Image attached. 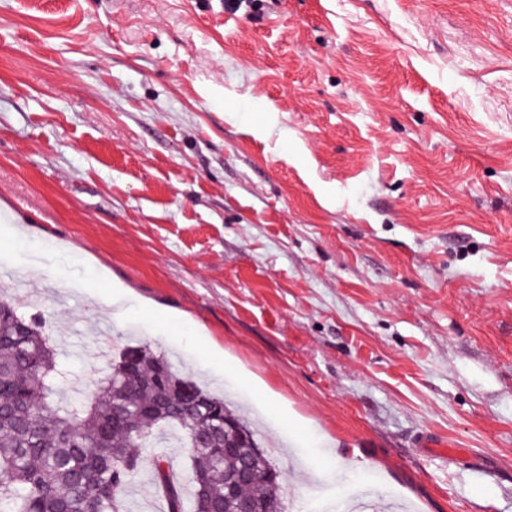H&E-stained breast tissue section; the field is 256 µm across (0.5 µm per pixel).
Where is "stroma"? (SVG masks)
Returning <instances> with one entry per match:
<instances>
[{
  "label": "stroma",
  "instance_id": "1",
  "mask_svg": "<svg viewBox=\"0 0 512 512\" xmlns=\"http://www.w3.org/2000/svg\"><path fill=\"white\" fill-rule=\"evenodd\" d=\"M0 299L69 400L140 344L247 411L287 512H512V0H0Z\"/></svg>",
  "mask_w": 512,
  "mask_h": 512
}]
</instances>
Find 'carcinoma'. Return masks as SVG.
I'll return each mask as SVG.
<instances>
[{
  "mask_svg": "<svg viewBox=\"0 0 512 512\" xmlns=\"http://www.w3.org/2000/svg\"><path fill=\"white\" fill-rule=\"evenodd\" d=\"M67 376L43 318L1 300L0 512H120L135 449L166 427L187 449L193 512H285L278 471L246 420L149 347H126L85 403L57 399ZM244 469L249 478L228 497ZM153 479L167 512H185L166 460L156 459Z\"/></svg>",
  "mask_w": 512,
  "mask_h": 512,
  "instance_id": "cac0c4a2",
  "label": "carcinoma"
}]
</instances>
